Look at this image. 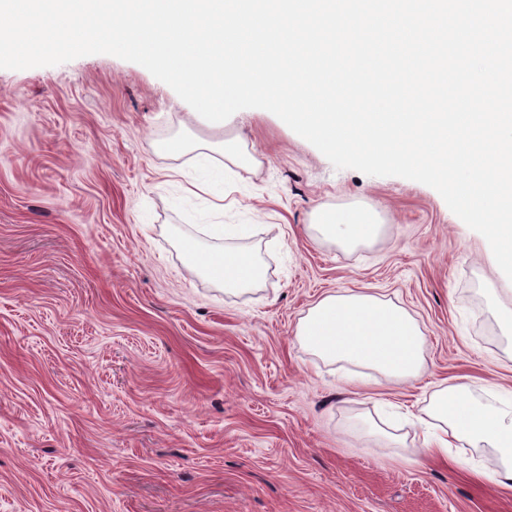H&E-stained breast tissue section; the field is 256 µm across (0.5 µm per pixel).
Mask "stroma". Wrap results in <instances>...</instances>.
Returning <instances> with one entry per match:
<instances>
[{
    "mask_svg": "<svg viewBox=\"0 0 512 512\" xmlns=\"http://www.w3.org/2000/svg\"><path fill=\"white\" fill-rule=\"evenodd\" d=\"M241 135L216 224H249L266 275L225 292L186 260L211 245L205 199L172 138ZM373 206L353 248L317 211ZM478 232L433 188L335 169L273 113L212 128L143 66L112 55L0 69V512H512L487 452L423 455L422 414L448 378L512 390V346L481 291ZM351 289L404 307L424 372L401 385L325 361L295 330ZM391 423L393 445L356 431Z\"/></svg>",
    "mask_w": 512,
    "mask_h": 512,
    "instance_id": "stroma-1",
    "label": "stroma"
}]
</instances>
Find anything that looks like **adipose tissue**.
I'll use <instances>...</instances> for the list:
<instances>
[{"instance_id":"obj_1","label":"adipose tissue","mask_w":512,"mask_h":512,"mask_svg":"<svg viewBox=\"0 0 512 512\" xmlns=\"http://www.w3.org/2000/svg\"><path fill=\"white\" fill-rule=\"evenodd\" d=\"M186 174L189 193L205 194L216 208H223L232 168L252 164L253 155L237 136L222 138ZM207 234L223 240L220 248H204L187 240L183 250L188 262L237 292L260 284L264 268L260 254L247 246L252 234L248 224H214L201 213ZM314 231L324 239L355 246L376 238L381 227L372 209L321 210ZM299 341L320 358L371 368L386 379L407 383L424 370L423 334L417 321L402 307L377 295L353 290L322 298L296 327ZM431 420L424 432V453L447 458L455 443L491 452L498 467L490 479L512 488V392L504 388L452 379L435 392L427 410Z\"/></svg>"}]
</instances>
